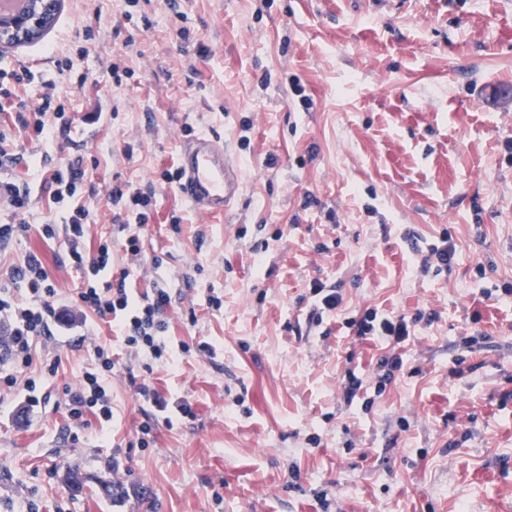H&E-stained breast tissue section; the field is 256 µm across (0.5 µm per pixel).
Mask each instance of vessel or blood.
Returning a JSON list of instances; mask_svg holds the SVG:
<instances>
[{
    "mask_svg": "<svg viewBox=\"0 0 512 512\" xmlns=\"http://www.w3.org/2000/svg\"><path fill=\"white\" fill-rule=\"evenodd\" d=\"M179 194L201 215H224L240 195L236 160L222 141L198 134L179 153Z\"/></svg>",
    "mask_w": 512,
    "mask_h": 512,
    "instance_id": "vessel-or-blood-1",
    "label": "vessel or blood"
}]
</instances>
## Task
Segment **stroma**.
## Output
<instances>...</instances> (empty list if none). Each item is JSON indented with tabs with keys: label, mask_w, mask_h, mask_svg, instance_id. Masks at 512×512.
<instances>
[{
	"label": "stroma",
	"mask_w": 512,
	"mask_h": 512,
	"mask_svg": "<svg viewBox=\"0 0 512 512\" xmlns=\"http://www.w3.org/2000/svg\"><path fill=\"white\" fill-rule=\"evenodd\" d=\"M97 35L87 38L86 27ZM71 58L72 66L58 63ZM116 62V74L106 71ZM28 67V97L57 82L70 139L24 142L0 179L75 161L94 185L153 188L132 261L129 200L86 196L87 247L112 240L133 296H170L167 356L128 354L109 322L39 341L59 358L51 402L78 386L92 344L117 365L112 419L74 428L62 412L0 413V512H504L512 506V8L503 0H63L38 41L0 53ZM112 121L80 131L94 107ZM205 133L238 161L242 192L205 218L176 185L180 144ZM45 193L0 224V265L40 256L72 301ZM448 240L447 268L412 251ZM335 289L325 310L314 282ZM220 298V307L210 306ZM402 316L403 365L374 387L386 343L349 322ZM362 388L347 398L348 373ZM151 381L190 416L164 423L135 396ZM77 476L81 491L68 487ZM122 481L114 502L101 483Z\"/></svg>",
	"instance_id": "1"
}]
</instances>
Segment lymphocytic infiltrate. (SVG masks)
Instances as JSON below:
<instances>
[{
	"mask_svg": "<svg viewBox=\"0 0 512 512\" xmlns=\"http://www.w3.org/2000/svg\"><path fill=\"white\" fill-rule=\"evenodd\" d=\"M13 86L0 85V100L15 104L14 132L0 129V169L12 167L18 160V135L39 142L51 136H67L71 120L66 114V99L55 83H48L41 96L34 100L21 98L17 83L23 75H15ZM32 183L47 193L55 208L61 209L62 229L45 224L44 237L64 232L69 243L73 266L83 272L85 286L77 294V305L100 318L119 319L124 329L123 342L134 353L147 352L161 358L164 343L161 338L166 323L161 315L170 296L157 289L154 297L132 299L125 281L112 279V242L100 240L93 252H85L82 243L86 237L90 211L84 200L87 175L81 165L70 163L61 167L39 166L30 174ZM58 290L42 260L28 254L23 263L11 266L0 278V323L5 326V351L10 363L8 371L0 372V407L12 406L23 400L28 411L44 407L46 397L40 381L58 373L57 360L44 362L39 375H29L34 363L38 340L54 332L69 331L73 321L66 311L56 306ZM353 327L360 336H373L393 345L405 342L410 336L408 323L401 317L367 311ZM94 362L83 374L78 389H65V406L76 426H84L86 414L103 420L112 418V399L101 383L103 376L114 369L112 353L102 346L93 348Z\"/></svg>",
	"mask_w": 512,
	"mask_h": 512,
	"instance_id": "f902f5d3",
	"label": "lymphocytic infiltrate"
}]
</instances>
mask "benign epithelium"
Wrapping results in <instances>:
<instances>
[{"mask_svg":"<svg viewBox=\"0 0 512 512\" xmlns=\"http://www.w3.org/2000/svg\"><path fill=\"white\" fill-rule=\"evenodd\" d=\"M61 0H24V6L0 14V48L35 42L54 24Z\"/></svg>","mask_w":512,"mask_h":512,"instance_id":"obj_1","label":"benign epithelium"}]
</instances>
